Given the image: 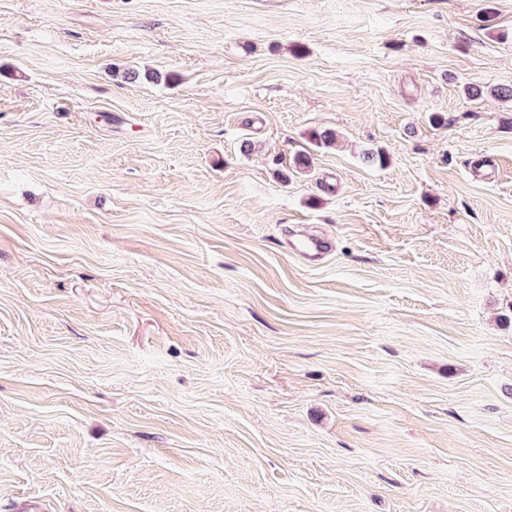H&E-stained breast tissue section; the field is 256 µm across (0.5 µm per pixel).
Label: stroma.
<instances>
[{
  "label": "stroma",
  "instance_id": "obj_1",
  "mask_svg": "<svg viewBox=\"0 0 512 512\" xmlns=\"http://www.w3.org/2000/svg\"><path fill=\"white\" fill-rule=\"evenodd\" d=\"M498 87L512 0H0V512H512Z\"/></svg>",
  "mask_w": 512,
  "mask_h": 512
}]
</instances>
